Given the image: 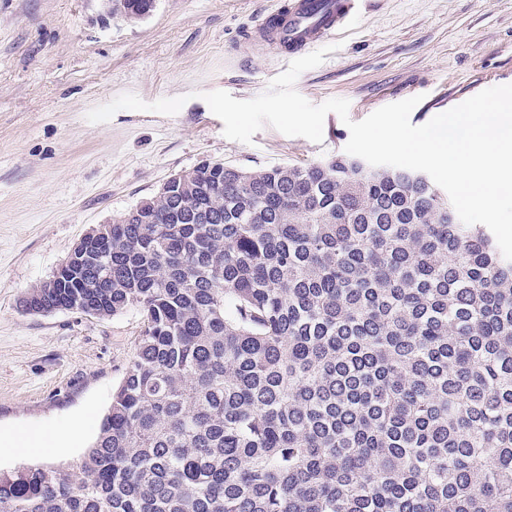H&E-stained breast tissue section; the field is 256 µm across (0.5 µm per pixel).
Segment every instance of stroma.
<instances>
[{
    "label": "stroma",
    "instance_id": "1",
    "mask_svg": "<svg viewBox=\"0 0 512 512\" xmlns=\"http://www.w3.org/2000/svg\"><path fill=\"white\" fill-rule=\"evenodd\" d=\"M273 0H155L144 19L104 22L103 0H0V436L46 428L69 440L50 453L0 449V470L75 467L93 444L134 355L139 311L98 318L29 314L25 291L47 280L97 225L205 162L254 170L343 152L336 114L323 141L272 127L227 139L202 100H247L289 61L243 34ZM342 46L303 72L311 103L344 98L359 121L412 96L421 125L480 91L512 84V0H366ZM186 96L174 115L123 109L85 115L119 94ZM78 440H70L72 430Z\"/></svg>",
    "mask_w": 512,
    "mask_h": 512
}]
</instances>
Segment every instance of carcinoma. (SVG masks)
<instances>
[{"instance_id":"cac0c4a2","label":"carcinoma","mask_w":512,"mask_h":512,"mask_svg":"<svg viewBox=\"0 0 512 512\" xmlns=\"http://www.w3.org/2000/svg\"><path fill=\"white\" fill-rule=\"evenodd\" d=\"M452 212L347 154L171 175L26 292L143 328L80 465L0 471V512H512V261Z\"/></svg>"}]
</instances>
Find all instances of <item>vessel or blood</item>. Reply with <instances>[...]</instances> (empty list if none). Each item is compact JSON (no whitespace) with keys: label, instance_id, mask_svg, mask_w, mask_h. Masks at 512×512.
<instances>
[{"label":"vessel or blood","instance_id":"1","mask_svg":"<svg viewBox=\"0 0 512 512\" xmlns=\"http://www.w3.org/2000/svg\"><path fill=\"white\" fill-rule=\"evenodd\" d=\"M359 0H279L248 34L279 52L306 51L332 37L356 14Z\"/></svg>","mask_w":512,"mask_h":512}]
</instances>
